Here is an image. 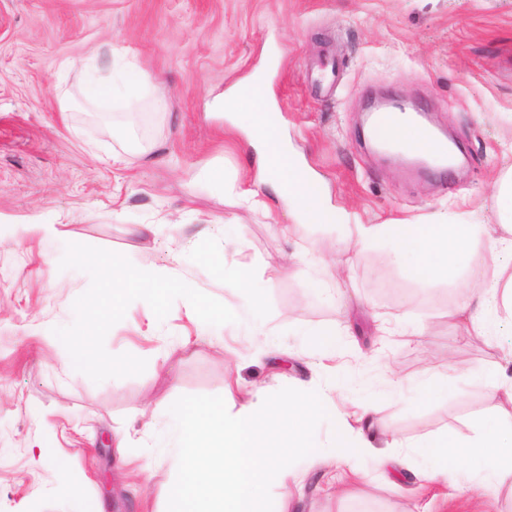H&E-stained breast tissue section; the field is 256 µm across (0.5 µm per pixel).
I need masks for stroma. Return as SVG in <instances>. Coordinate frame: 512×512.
Instances as JSON below:
<instances>
[{
    "label": "stroma",
    "instance_id": "1",
    "mask_svg": "<svg viewBox=\"0 0 512 512\" xmlns=\"http://www.w3.org/2000/svg\"><path fill=\"white\" fill-rule=\"evenodd\" d=\"M116 50L125 80L146 93L88 104L93 81H111ZM273 55L279 131L337 223H298L295 204L263 185L259 205L235 196L257 174L255 152L212 103ZM390 97L429 113L464 164L422 175L403 150L368 149V110ZM511 167L512 0H0V512H167L179 396L229 387L257 401L300 386L329 398L316 443L358 426L367 406L376 453L297 462L302 485L270 489L288 512H512L511 487L464 491L453 469L429 478L423 452L391 484L371 483L390 436L474 437L512 379V318L500 309L486 335L460 332L448 302L465 280L422 281L391 259L389 241L352 234L494 223ZM38 221L61 238L27 231ZM69 243L170 268L238 320L203 327L183 298L160 320L134 301L105 347L147 367L94 383L44 338L71 324L90 286L58 267ZM316 330L335 333L334 354L310 342ZM452 363L466 373L449 374ZM44 443L53 453L36 460ZM75 472L73 490L64 476ZM107 477L122 497L105 495Z\"/></svg>",
    "mask_w": 512,
    "mask_h": 512
}]
</instances>
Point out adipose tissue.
<instances>
[{
  "instance_id": "ef3b65f1",
  "label": "adipose tissue",
  "mask_w": 512,
  "mask_h": 512,
  "mask_svg": "<svg viewBox=\"0 0 512 512\" xmlns=\"http://www.w3.org/2000/svg\"><path fill=\"white\" fill-rule=\"evenodd\" d=\"M354 232L362 242L389 237L394 243V260L412 258L421 280L448 279L465 267L478 270L470 284V295L454 304L450 315L471 335H483L484 310L488 299L499 300L512 313V263L504 261L500 244L512 247V206L499 223L464 224L450 219L433 224H358ZM507 406H496L480 424L477 437L467 443L448 438L430 440V473H446L458 465L462 486L481 477L484 487L494 488L504 476H512V389Z\"/></svg>"
}]
</instances>
